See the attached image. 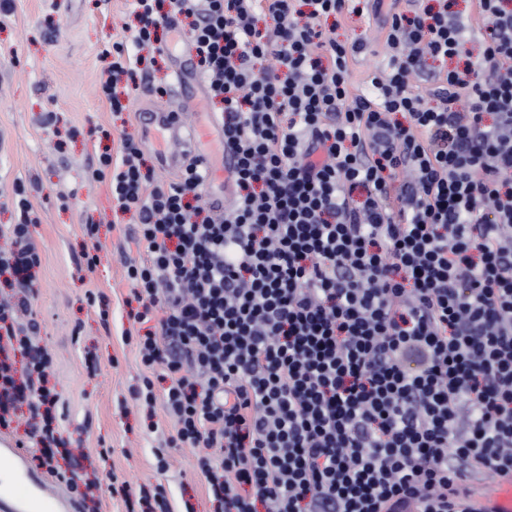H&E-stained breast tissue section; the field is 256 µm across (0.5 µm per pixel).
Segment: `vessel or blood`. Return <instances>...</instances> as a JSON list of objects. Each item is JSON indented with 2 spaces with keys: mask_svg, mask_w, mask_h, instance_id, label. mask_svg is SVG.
<instances>
[{
  "mask_svg": "<svg viewBox=\"0 0 512 512\" xmlns=\"http://www.w3.org/2000/svg\"><path fill=\"white\" fill-rule=\"evenodd\" d=\"M173 54L178 60L173 77L180 90V103L152 105L139 112L138 122L141 138L155 147L159 165L176 171L189 158L203 157V143L223 144L224 126L216 113L205 125L187 121L183 102L199 99L205 82L195 69V52L188 40L177 39ZM169 142L182 144V151L166 150ZM26 463L23 449L5 441L0 443V467L14 475L11 483H0V512H73L72 499L49 478L32 476ZM473 512H512V475H502L492 484L479 486Z\"/></svg>",
  "mask_w": 512,
  "mask_h": 512,
  "instance_id": "vessel-or-blood-1",
  "label": "vessel or blood"
}]
</instances>
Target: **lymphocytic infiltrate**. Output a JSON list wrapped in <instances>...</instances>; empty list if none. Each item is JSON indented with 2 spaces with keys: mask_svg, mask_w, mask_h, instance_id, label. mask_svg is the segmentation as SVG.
<instances>
[{
  "mask_svg": "<svg viewBox=\"0 0 512 512\" xmlns=\"http://www.w3.org/2000/svg\"><path fill=\"white\" fill-rule=\"evenodd\" d=\"M382 0H131L99 87L113 111L178 16L233 156L231 202L191 160L157 182L134 136L94 179L132 213L124 300L139 383L197 448L213 512H454L448 490L512 474V0H475L477 61L447 6L386 20L385 68L351 94L363 41L318 30ZM421 86H414L413 78ZM0 275L40 262L26 197ZM28 296L0 303V429L26 407L39 467L66 447Z\"/></svg>",
  "mask_w": 512,
  "mask_h": 512,
  "instance_id": "1",
  "label": "lymphocytic infiltrate"
}]
</instances>
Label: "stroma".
I'll use <instances>...</instances> for the list:
<instances>
[{
	"label": "stroma",
	"mask_w": 512,
	"mask_h": 512,
	"mask_svg": "<svg viewBox=\"0 0 512 512\" xmlns=\"http://www.w3.org/2000/svg\"><path fill=\"white\" fill-rule=\"evenodd\" d=\"M0 12V225L16 221L11 190L22 184L40 218L33 229L41 261L33 270L31 301L40 337L53 357L50 383L60 397L57 407L65 435L75 448L110 447L106 460L84 464L82 479L96 485L93 496L72 490L76 512H122L112 488L163 485L172 512L192 504L210 505L194 448L168 451L169 467L156 468V436L141 428V412L129 402L128 387L139 373L133 347L121 341L128 327L122 301L129 284L125 262L137 257L126 240L131 215L116 212L106 183L92 180L98 148L92 133L105 129L111 146L121 132L138 133L135 114L157 101L155 88L166 81L174 58L158 57L144 74L128 112L114 115L98 89L105 49L128 40L135 20L130 0H12ZM336 40H365L369 49L352 63L355 89H362L375 68L385 66L387 48L381 22L344 15ZM99 226L100 262L94 270L80 265L88 244L84 224ZM110 301L108 323H101L89 293ZM96 350L97 374L82 364L84 349Z\"/></svg>",
	"instance_id": "35a3bbf8"
}]
</instances>
